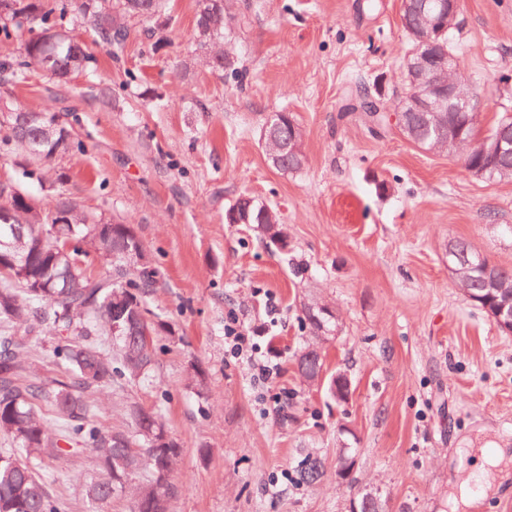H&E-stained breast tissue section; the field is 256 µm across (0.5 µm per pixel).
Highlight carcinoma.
Returning a JSON list of instances; mask_svg holds the SVG:
<instances>
[{"label": "carcinoma", "mask_w": 512, "mask_h": 512, "mask_svg": "<svg viewBox=\"0 0 512 512\" xmlns=\"http://www.w3.org/2000/svg\"><path fill=\"white\" fill-rule=\"evenodd\" d=\"M165 0H0V33L22 38L20 53L0 62V72L23 80L37 65L60 81L87 70L92 57L83 43L62 30V20L72 14L85 32L112 54L125 48L127 20L141 18L161 27ZM445 0H413L406 16L410 39L407 61L429 55L438 69L454 57V31L444 29L441 5ZM434 20L432 45L421 43L411 28L420 20ZM228 17L224 0H199L196 32L199 48L208 55L215 73L240 79L242 71L229 53L214 48L224 38ZM357 107L371 111L380 128L387 117L376 102L361 97ZM404 112L399 129L419 148L429 151L438 138L448 140V152L457 155L469 171H480L488 180L512 174V146L502 152L478 143L481 125L471 113ZM263 147L277 153L278 167L290 170L303 161L302 133L293 116L280 112L267 125ZM87 145L72 129L58 123L50 110L21 107L0 112V155L21 151L35 161L86 151ZM58 228L67 253L53 248L44 237L50 225ZM246 220L274 230L263 238L279 246L287 238L278 212L242 196L229 207L224 221ZM143 251L129 224H103L83 213L62 195L51 203L16 201L11 190L0 189V433L12 438L26 461L14 466L11 453L0 455V512H69V502L55 493L41 471L62 455L90 450L105 477L89 486L93 504L103 506L131 489L133 512H155L160 501L170 502L179 449L172 439L160 441L164 430L156 413L139 407L129 412L131 430H113L94 418L95 393L106 392L149 375L155 364V342L143 339V325L154 332L169 326L148 319L145 298L156 283L152 262L144 259V273L127 278L122 265L132 252ZM112 257V276L97 278L88 272L96 254ZM450 266L469 270L463 294L488 316L512 298V270L499 267L462 241L451 242ZM302 323L313 332L332 330L335 316L313 305L302 310ZM46 329L66 332L51 353L61 375L49 380L26 374L25 359L37 336ZM112 336L117 352L108 356L92 340ZM302 374L310 381L323 371V358L305 346L298 358ZM322 474L321 461L307 457L297 470L301 484H314Z\"/></svg>", "instance_id": "cac0c4a2"}]
</instances>
